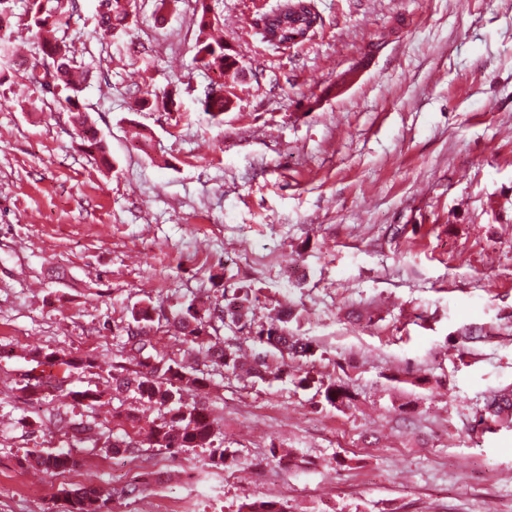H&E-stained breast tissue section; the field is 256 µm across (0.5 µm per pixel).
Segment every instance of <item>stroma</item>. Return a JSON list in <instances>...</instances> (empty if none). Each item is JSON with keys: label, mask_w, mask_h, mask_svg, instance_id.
<instances>
[{"label": "stroma", "mask_w": 512, "mask_h": 512, "mask_svg": "<svg viewBox=\"0 0 512 512\" xmlns=\"http://www.w3.org/2000/svg\"><path fill=\"white\" fill-rule=\"evenodd\" d=\"M280 0H208L248 75L236 107L201 101L219 76L194 60L196 0H130L103 36L77 0L60 37L90 76L82 103L108 144L101 169L62 93L31 83L39 36L27 0L0 34V512H61L60 488L140 493L114 512H505L512 507V0H314L322 25L276 48ZM175 90L172 111H136ZM252 289L255 323L291 309L315 354L273 374L214 369L205 397L233 455H115L73 444L56 413L116 438L114 401L38 400V356L94 359L73 390L128 366L123 328L150 303L171 315ZM476 336L464 340L461 333ZM343 380L348 408L300 387ZM290 450L287 468L270 445ZM71 449L63 473L27 450Z\"/></svg>", "instance_id": "1"}]
</instances>
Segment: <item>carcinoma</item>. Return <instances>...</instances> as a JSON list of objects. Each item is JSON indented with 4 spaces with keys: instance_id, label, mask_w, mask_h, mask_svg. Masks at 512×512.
<instances>
[{
    "instance_id": "carcinoma-1",
    "label": "carcinoma",
    "mask_w": 512,
    "mask_h": 512,
    "mask_svg": "<svg viewBox=\"0 0 512 512\" xmlns=\"http://www.w3.org/2000/svg\"><path fill=\"white\" fill-rule=\"evenodd\" d=\"M48 7L44 0H27L26 12L30 26L37 32L46 34L42 38L40 51L42 57L52 61L54 86L66 92L64 98L67 108L73 114L78 129L81 145L90 156L98 159L106 167L110 166V153L105 140L99 136L97 129L89 121L85 112L80 110L82 82L73 79L77 69V60L71 46L64 40L49 36L60 28L64 21L70 19L76 9V0H51ZM197 26L202 37L195 46V59L204 66L219 71L236 81L242 77V70L236 67L238 59H229L224 49V42L204 36L214 26L211 12L206 0H197ZM99 28L103 34L113 36L125 26L129 18V0H99ZM321 18L315 11L312 0H282L278 7L263 18L262 38L272 43L267 35L277 37L275 46H286L298 36H307L315 32ZM234 101L222 94H205L204 111L212 118H217L233 109ZM253 300L251 289L237 287L232 297L224 298V303L214 304L189 302L174 316L172 327L175 335L182 337V342L203 354L204 359L212 365L226 371L245 372L252 377H263L269 365L264 361L246 369L240 362L238 349L230 344L215 340L219 328L230 324H247L251 320ZM156 307L146 304L131 311L132 323L126 327V339L123 352L137 361L138 369L131 372H119L112 375V398L123 395L154 404L163 409L160 421L146 431V439L157 448H164L171 454L187 452L195 448H211L212 458L220 464L227 465L229 454L226 449L214 446L215 425L206 404L198 397L207 393L210 387L209 373L200 371L187 375L184 367L176 361L158 365V360L150 350L154 349L149 337V327L154 323ZM254 338L270 348L272 354L280 358H307L313 355L311 342L295 335L288 329V319L279 317L268 324H261L255 331ZM61 364L67 368L90 367L92 361L81 358L64 359L46 355L39 364L53 366ZM67 376H58L41 371L38 375L25 378L23 389L34 396L43 398L57 391H63ZM319 389L324 401L331 406L340 404L349 407L353 397L349 388L334 379L319 380ZM56 426L80 439H91L92 427L89 423L78 421L65 413L56 414ZM140 441H134L130 434H125L121 443L106 445L114 454H134L139 451ZM21 464L37 467L50 473L70 471L80 464V460L68 451L47 452L33 449L25 453ZM137 486L130 484L120 490L109 492L95 487H79L60 490L69 503L67 512H112L107 503L115 499L133 496ZM238 512H288L287 506L275 500H250L241 503Z\"/></svg>"
}]
</instances>
